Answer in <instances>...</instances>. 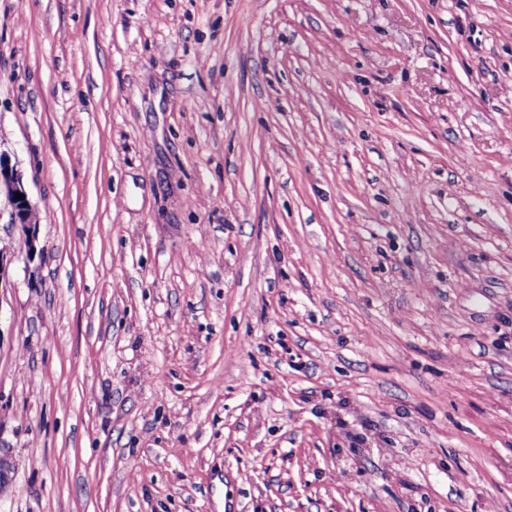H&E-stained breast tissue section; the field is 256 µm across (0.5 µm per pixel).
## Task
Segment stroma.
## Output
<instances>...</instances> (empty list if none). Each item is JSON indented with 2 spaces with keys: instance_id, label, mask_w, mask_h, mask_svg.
<instances>
[{
  "instance_id": "obj_1",
  "label": "stroma",
  "mask_w": 512,
  "mask_h": 512,
  "mask_svg": "<svg viewBox=\"0 0 512 512\" xmlns=\"http://www.w3.org/2000/svg\"><path fill=\"white\" fill-rule=\"evenodd\" d=\"M0 512H512V0H0ZM3 192L12 206V224H20L23 226L32 225L27 222H23L28 210L32 208L28 195L22 188L14 168L7 160H5L4 156L0 154V195ZM17 193L23 195V199L16 200Z\"/></svg>"
}]
</instances>
